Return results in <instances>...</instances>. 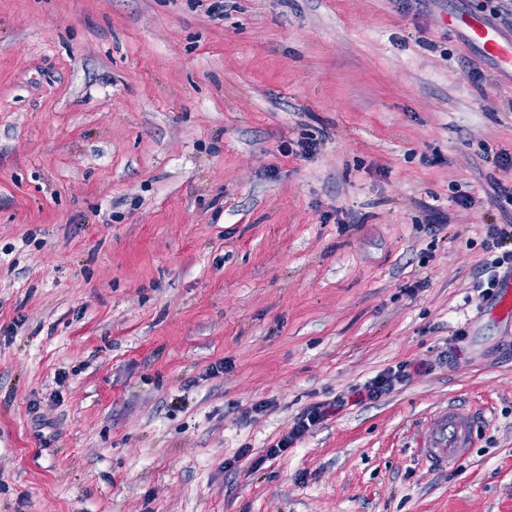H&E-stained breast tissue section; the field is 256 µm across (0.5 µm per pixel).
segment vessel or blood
<instances>
[{
  "label": "vessel or blood",
  "mask_w": 512,
  "mask_h": 512,
  "mask_svg": "<svg viewBox=\"0 0 512 512\" xmlns=\"http://www.w3.org/2000/svg\"><path fill=\"white\" fill-rule=\"evenodd\" d=\"M450 26L466 27L472 41L494 57L499 71L512 75V38L497 27L476 17H449ZM474 420L456 406L439 409L430 419L420 443L422 459L437 468H448L461 459L473 445Z\"/></svg>",
  "instance_id": "vessel-or-blood-1"
}]
</instances>
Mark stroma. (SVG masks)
I'll list each match as a JSON object with an SVG mask.
<instances>
[{"mask_svg": "<svg viewBox=\"0 0 512 512\" xmlns=\"http://www.w3.org/2000/svg\"><path fill=\"white\" fill-rule=\"evenodd\" d=\"M215 1L0 0V512H512L487 0ZM512 261V251L503 250L501 256H497L490 261L483 263L478 276L475 278L472 290L478 294L479 297H486L490 295L494 288L498 285L497 280V268H499L504 262ZM409 364H403L396 369H388L367 381L356 393V400H374L391 393L397 385H402L409 376ZM349 400L348 397L339 396L332 403L318 404L304 411L301 416L298 417L291 431L274 445L270 446L266 456H279L281 452L286 451L299 439L309 433V431L327 420L328 416L347 406ZM474 420L453 404L439 409L427 423L419 452L429 465L448 469L472 448Z\"/></svg>", "mask_w": 512, "mask_h": 512, "instance_id": "35a3bbf8", "label": "stroma"}]
</instances>
